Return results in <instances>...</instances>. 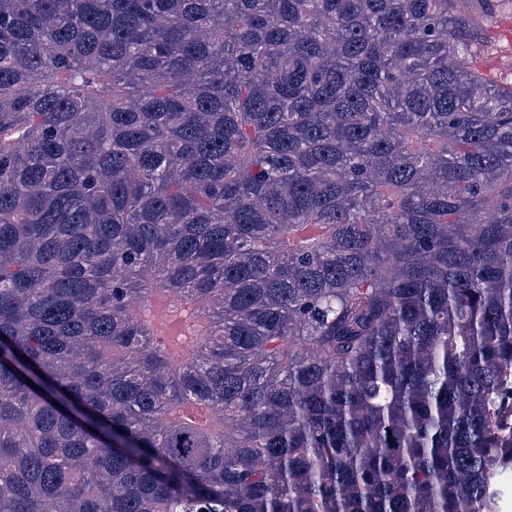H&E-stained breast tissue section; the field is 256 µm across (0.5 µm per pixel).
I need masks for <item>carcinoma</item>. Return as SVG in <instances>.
<instances>
[{
  "mask_svg": "<svg viewBox=\"0 0 512 512\" xmlns=\"http://www.w3.org/2000/svg\"><path fill=\"white\" fill-rule=\"evenodd\" d=\"M505 10L0 0V512H496ZM507 29L512 38V12H505L499 18L498 26L493 36L495 38L496 51L483 59L482 66L495 80L512 83V44L502 36V31Z\"/></svg>",
  "mask_w": 512,
  "mask_h": 512,
  "instance_id": "carcinoma-1",
  "label": "carcinoma"
}]
</instances>
